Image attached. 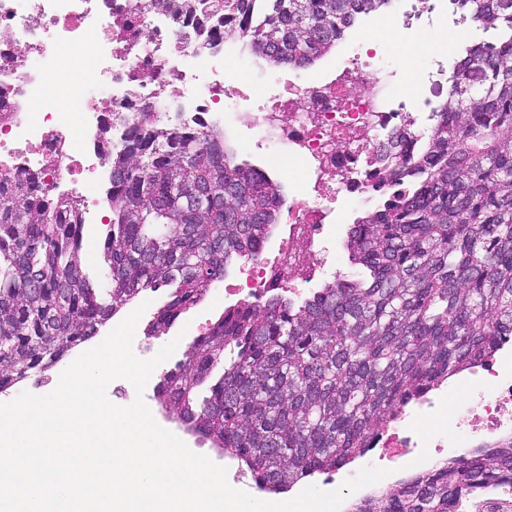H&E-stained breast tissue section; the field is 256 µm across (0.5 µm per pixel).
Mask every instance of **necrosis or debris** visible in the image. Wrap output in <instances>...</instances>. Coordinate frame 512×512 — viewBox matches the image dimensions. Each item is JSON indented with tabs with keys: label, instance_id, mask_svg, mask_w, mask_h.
<instances>
[{
	"label": "necrosis or debris",
	"instance_id": "1",
	"mask_svg": "<svg viewBox=\"0 0 512 512\" xmlns=\"http://www.w3.org/2000/svg\"><path fill=\"white\" fill-rule=\"evenodd\" d=\"M132 0H0V169L35 176L49 190L80 203L83 223H98L107 203L93 192L108 182L103 155L121 146L138 112L152 106L181 131L223 128L225 113L253 129L270 159L302 186L288 208L274 256L248 264L235 283L214 288L245 303L264 301L273 288L311 287L299 271L319 254L341 195H385L374 187L376 140L417 107L377 64L378 27L355 28L356 80L287 79L271 72V94L252 88L228 95L237 76L224 50L222 23L188 8L133 10ZM72 50L75 76L58 104L61 46ZM180 85V101L167 91ZM447 408L448 427L423 425ZM512 437V345L476 367L458 388L426 395L415 412H401L374 438L365 465L398 469Z\"/></svg>",
	"mask_w": 512,
	"mask_h": 512
}]
</instances>
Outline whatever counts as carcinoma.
<instances>
[{
    "label": "carcinoma",
    "mask_w": 512,
    "mask_h": 512,
    "mask_svg": "<svg viewBox=\"0 0 512 512\" xmlns=\"http://www.w3.org/2000/svg\"><path fill=\"white\" fill-rule=\"evenodd\" d=\"M496 42L470 46L431 126L408 118L377 154L393 192L350 228L351 263L297 303L239 304L193 338L155 397L271 493L334 470L410 402L512 337V0H451ZM306 67L392 0H189ZM110 169L104 300L82 272L77 200L21 172L0 181V393L45 373L144 291L169 288L167 334L236 263L262 257L282 184L237 162L221 130L177 132L140 112ZM219 378H213L218 366ZM512 440L437 462L351 512H512Z\"/></svg>",
    "instance_id": "cac0c4a2"
}]
</instances>
